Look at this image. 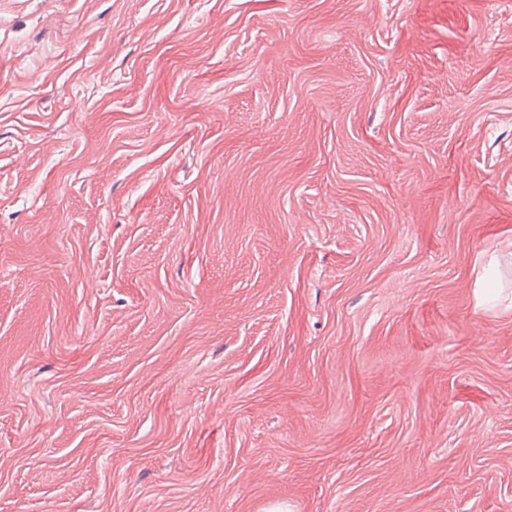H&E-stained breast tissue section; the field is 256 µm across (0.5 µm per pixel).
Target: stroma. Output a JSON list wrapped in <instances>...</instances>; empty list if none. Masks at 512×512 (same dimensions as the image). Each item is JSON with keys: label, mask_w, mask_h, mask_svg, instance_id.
<instances>
[{"label": "stroma", "mask_w": 512, "mask_h": 512, "mask_svg": "<svg viewBox=\"0 0 512 512\" xmlns=\"http://www.w3.org/2000/svg\"><path fill=\"white\" fill-rule=\"evenodd\" d=\"M512 0H0V512H512Z\"/></svg>", "instance_id": "obj_1"}]
</instances>
